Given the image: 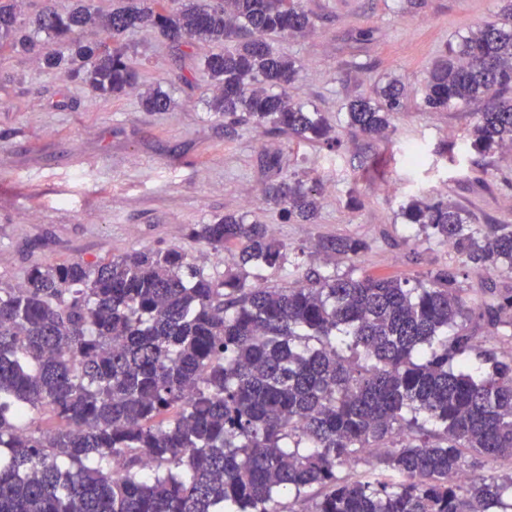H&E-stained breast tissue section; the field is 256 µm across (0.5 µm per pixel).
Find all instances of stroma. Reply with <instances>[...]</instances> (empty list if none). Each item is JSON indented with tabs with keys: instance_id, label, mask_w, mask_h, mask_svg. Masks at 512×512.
<instances>
[{
	"instance_id": "obj_1",
	"label": "stroma",
	"mask_w": 512,
	"mask_h": 512,
	"mask_svg": "<svg viewBox=\"0 0 512 512\" xmlns=\"http://www.w3.org/2000/svg\"><path fill=\"white\" fill-rule=\"evenodd\" d=\"M316 17L304 38L277 40V52L300 67L289 93L320 112L337 149L269 133L253 125L225 134L210 104L218 84L198 71L207 44L173 48L157 30L137 27L119 39L137 68V85L107 99L82 83L49 75L45 56L58 45L35 36L34 50L0 55V288L21 283L30 268L99 259L143 249L178 248L215 280L238 272V251L215 253L189 237L193 225L246 212L250 223L275 226L287 259L263 272L283 287L327 267L313 246L327 236L354 237L368 248L336 263L337 274L416 281L454 260L447 244L407 224L410 196L445 199L477 224H512V149L482 156L466 148L473 108L429 112L420 90L448 45L495 20L504 0H302ZM406 88L388 137L348 125L347 103L374 86ZM159 88L172 105L151 112L145 95ZM417 143L419 167L406 149ZM282 173L317 188L315 223L287 218L262 190L266 156ZM255 199L242 207L245 189Z\"/></svg>"
}]
</instances>
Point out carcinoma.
Wrapping results in <instances>:
<instances>
[{"label":"carcinoma","instance_id":"carcinoma-1","mask_svg":"<svg viewBox=\"0 0 512 512\" xmlns=\"http://www.w3.org/2000/svg\"><path fill=\"white\" fill-rule=\"evenodd\" d=\"M152 2L39 14L35 32L69 45L47 68L110 97L137 84L116 41L139 24L177 47L235 40L201 59L225 131L245 122L334 146L324 119L288 96L296 61L272 46L315 29L300 0ZM88 26L102 39L73 40ZM32 44L0 0V51ZM404 97L396 80L355 97L348 125L385 137ZM145 101L171 104L159 89ZM479 101L467 146L511 148V2L448 46L423 87L432 110ZM264 195L290 217L318 216L317 190L293 177ZM401 214L455 264L413 285L317 273L265 288L257 270L281 265L285 245L242 213L189 235L216 252L235 246L252 282H217L171 248L34 266L0 288V512H295L286 495L301 512H512V470L454 482L472 453L512 465V347L486 348L489 336L512 340V289L471 298L459 279L512 271V224H474L443 199L412 198ZM365 249L352 237L316 243L331 262ZM41 412L62 427L23 426ZM365 454L377 461L369 475L348 473Z\"/></svg>","mask_w":512,"mask_h":512}]
</instances>
